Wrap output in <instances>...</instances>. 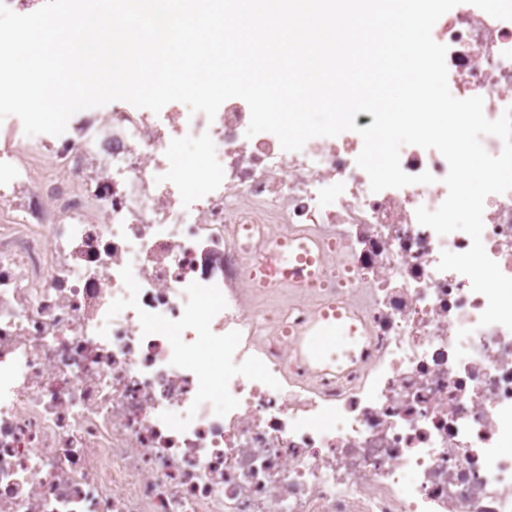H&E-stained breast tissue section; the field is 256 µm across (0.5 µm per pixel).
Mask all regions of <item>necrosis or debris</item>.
Masks as SVG:
<instances>
[{
	"label": "necrosis or debris",
	"mask_w": 512,
	"mask_h": 512,
	"mask_svg": "<svg viewBox=\"0 0 512 512\" xmlns=\"http://www.w3.org/2000/svg\"><path fill=\"white\" fill-rule=\"evenodd\" d=\"M436 41L454 97L512 107V21L463 0ZM373 121L298 152L247 136L239 98L0 131V512H512V330L438 268L470 237L416 219L447 196L440 152L400 150L434 183L371 191ZM483 223L512 277V191ZM289 235L319 242L316 287H256ZM332 302L362 336L319 368L298 333Z\"/></svg>",
	"instance_id": "obj_1"
}]
</instances>
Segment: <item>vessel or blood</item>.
Listing matches in <instances>:
<instances>
[{
	"instance_id": "b4317fda",
	"label": "vessel or blood",
	"mask_w": 512,
	"mask_h": 512,
	"mask_svg": "<svg viewBox=\"0 0 512 512\" xmlns=\"http://www.w3.org/2000/svg\"><path fill=\"white\" fill-rule=\"evenodd\" d=\"M313 250V241L303 236L277 240L261 269V285H313L317 276ZM357 336L358 327L350 312L331 303L321 308L302 331L299 349L314 365L330 367L355 353Z\"/></svg>"
}]
</instances>
